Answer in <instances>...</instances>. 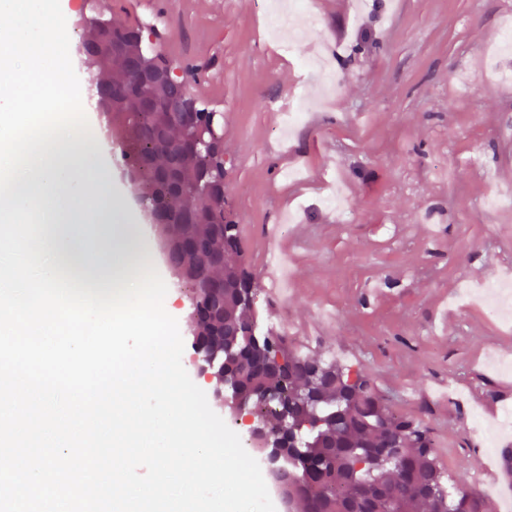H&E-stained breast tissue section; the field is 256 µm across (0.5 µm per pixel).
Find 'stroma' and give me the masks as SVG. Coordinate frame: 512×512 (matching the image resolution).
Returning <instances> with one entry per match:
<instances>
[{"label":"stroma","instance_id":"stroma-1","mask_svg":"<svg viewBox=\"0 0 512 512\" xmlns=\"http://www.w3.org/2000/svg\"><path fill=\"white\" fill-rule=\"evenodd\" d=\"M109 15L156 30L157 49L193 67L192 97L224 131V196L246 269L288 259V301L257 291L262 329L291 328L290 349L366 376L394 412L426 428L450 482L502 512L500 481L474 416L512 411V322L478 294L512 281V0H312L292 50L270 37L262 0H109ZM323 106L280 129L298 88ZM284 234L267 231L287 213ZM151 260L178 302L186 286Z\"/></svg>","mask_w":512,"mask_h":512}]
</instances>
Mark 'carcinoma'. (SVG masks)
<instances>
[{"label": "carcinoma", "instance_id": "obj_1", "mask_svg": "<svg viewBox=\"0 0 512 512\" xmlns=\"http://www.w3.org/2000/svg\"><path fill=\"white\" fill-rule=\"evenodd\" d=\"M129 26L112 18L94 19L84 28L82 41L102 35L121 39ZM92 78L104 89L132 82V76L103 51L89 56ZM104 109L109 124L117 126L121 157L137 169L135 189L142 204L162 211L170 223L162 235L172 246L178 261L177 278L189 289L190 307L212 313V323L198 327L205 339L223 334V324L239 330L240 342L252 341L257 326L253 306L243 302L234 289L205 293L198 283L222 276L247 287L243 269L238 225L232 220L220 224L222 208H214L202 197L203 181L212 165L211 154L199 148L184 157L177 188L161 182L157 170L168 158L163 142L185 136L184 130L169 125L160 112L139 109L130 98L108 96ZM195 240L199 249L181 254L178 246ZM229 249L232 260L222 266L214 258ZM258 336V335H256ZM265 351L281 352L292 361L280 377L253 370L242 361L233 362L242 406L273 428L288 424L291 437L298 439L296 455L276 474L283 493L294 499L300 512H488L484 497L474 488L457 484L448 491V476L439 466L426 431L383 405L370 382L360 373L334 362L321 366L331 373L314 407H307L310 366L313 358L295 354L279 336H258ZM202 362L216 374L226 369L224 350L206 347ZM390 443L403 449L407 468L400 464H375L373 469H356L358 456L367 448Z\"/></svg>", "mask_w": 512, "mask_h": 512}]
</instances>
